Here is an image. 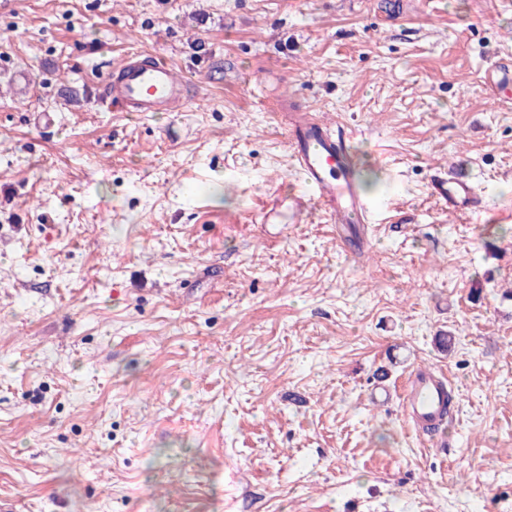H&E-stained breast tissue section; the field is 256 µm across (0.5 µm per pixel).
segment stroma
Segmentation results:
<instances>
[{
    "instance_id": "1",
    "label": "stroma",
    "mask_w": 512,
    "mask_h": 512,
    "mask_svg": "<svg viewBox=\"0 0 512 512\" xmlns=\"http://www.w3.org/2000/svg\"><path fill=\"white\" fill-rule=\"evenodd\" d=\"M143 51L183 111L99 99ZM504 58L512 0H0V501L512 512ZM289 96L354 133L361 251L304 202ZM419 367L457 394L443 448L396 397ZM429 195L438 204L456 214H473L488 206L487 200L474 182L451 169L431 175Z\"/></svg>"
}]
</instances>
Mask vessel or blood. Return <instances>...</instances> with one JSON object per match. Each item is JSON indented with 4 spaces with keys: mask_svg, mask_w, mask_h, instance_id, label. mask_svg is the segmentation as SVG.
I'll return each instance as SVG.
<instances>
[{
    "mask_svg": "<svg viewBox=\"0 0 512 512\" xmlns=\"http://www.w3.org/2000/svg\"><path fill=\"white\" fill-rule=\"evenodd\" d=\"M188 83L178 78L163 57L130 54L123 64L100 78L99 97L118 112H175L186 106ZM349 132L321 117L296 114L287 134L294 167L311 193L312 205L331 223L344 227L366 223L367 203L346 163ZM429 195L456 214H473L488 202L472 180L453 170L438 171L429 180ZM406 417L429 427L444 420L448 384L434 371L412 372L400 393Z\"/></svg>",
    "mask_w": 512,
    "mask_h": 512,
    "instance_id": "b4317fda",
    "label": "vessel or blood"
}]
</instances>
